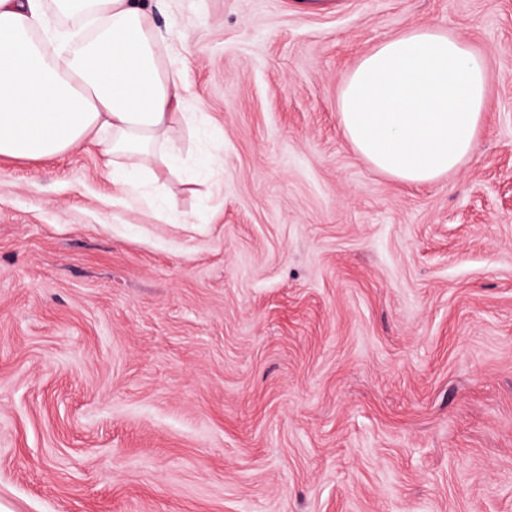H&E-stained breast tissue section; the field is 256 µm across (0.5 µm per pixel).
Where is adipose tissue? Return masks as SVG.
Masks as SVG:
<instances>
[{
    "mask_svg": "<svg viewBox=\"0 0 512 512\" xmlns=\"http://www.w3.org/2000/svg\"><path fill=\"white\" fill-rule=\"evenodd\" d=\"M0 0V156L37 160L99 147L127 194L152 167L178 168L185 111L168 30L148 0ZM75 18L80 30L54 23ZM486 70L463 39L434 26L364 55L338 99L348 141L375 169L423 185L456 170L483 121Z\"/></svg>",
    "mask_w": 512,
    "mask_h": 512,
    "instance_id": "ef3b65f1",
    "label": "adipose tissue"
}]
</instances>
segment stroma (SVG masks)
<instances>
[{
	"label": "stroma",
	"instance_id": "obj_1",
	"mask_svg": "<svg viewBox=\"0 0 512 512\" xmlns=\"http://www.w3.org/2000/svg\"><path fill=\"white\" fill-rule=\"evenodd\" d=\"M193 132L134 207L90 144L0 159L9 512H512V0H181ZM436 26L483 124L421 186L338 94ZM223 161L202 175L203 154Z\"/></svg>",
	"mask_w": 512,
	"mask_h": 512
}]
</instances>
